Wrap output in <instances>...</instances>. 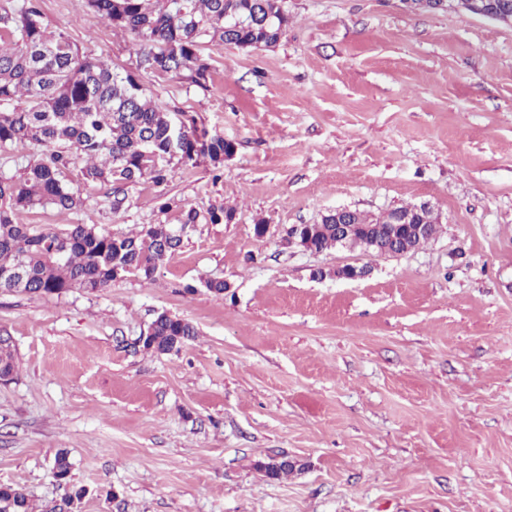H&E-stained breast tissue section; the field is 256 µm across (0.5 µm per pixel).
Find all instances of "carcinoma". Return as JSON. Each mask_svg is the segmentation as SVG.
I'll use <instances>...</instances> for the list:
<instances>
[{"label": "carcinoma", "instance_id": "obj_1", "mask_svg": "<svg viewBox=\"0 0 512 512\" xmlns=\"http://www.w3.org/2000/svg\"><path fill=\"white\" fill-rule=\"evenodd\" d=\"M86 15L132 34L137 70L180 77L204 87L211 79L203 44L218 38L252 48L275 44L288 16L282 0H85ZM245 17L244 26L232 25ZM175 135L176 123L147 96L138 76L90 57L61 31H52L39 0L0 6V147L33 144L42 148L18 179L0 178V272L20 271L0 280V293L60 296L72 288L100 292L112 287V266L150 279L181 248L183 238L169 224H151L134 235H115L84 224L59 231L32 230L19 217L47 207L73 210L83 203L64 180L77 162L87 182L112 185V210L125 202L126 186L141 179L167 180L170 165L207 159L213 170L224 164V137L197 129ZM233 215L225 207L207 216L189 209L182 224L204 219L212 224ZM400 239L379 235L375 246L353 232L347 246L378 256ZM342 245L336 221L326 215L314 246L322 251ZM146 350L167 354L196 336L187 320L166 313L148 327ZM0 512H33L18 487L0 485Z\"/></svg>", "mask_w": 512, "mask_h": 512}]
</instances>
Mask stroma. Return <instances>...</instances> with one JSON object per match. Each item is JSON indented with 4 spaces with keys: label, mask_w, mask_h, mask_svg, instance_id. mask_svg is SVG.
Wrapping results in <instances>:
<instances>
[{
    "label": "stroma",
    "mask_w": 512,
    "mask_h": 512,
    "mask_svg": "<svg viewBox=\"0 0 512 512\" xmlns=\"http://www.w3.org/2000/svg\"><path fill=\"white\" fill-rule=\"evenodd\" d=\"M283 2L275 45H205L207 87L139 76L234 144L221 176L172 166L116 212L75 170L79 209L23 216L125 234L234 210L190 226L153 279L0 294L16 350L0 484L38 512L79 487L73 512H512V26L414 0ZM41 7L82 52L135 69L131 35L81 0ZM422 203L439 231L406 255L288 242L338 207ZM349 264L370 273L336 278ZM162 312L197 336L159 355L137 339ZM282 456L302 473L259 470Z\"/></svg>",
    "instance_id": "1"
}]
</instances>
